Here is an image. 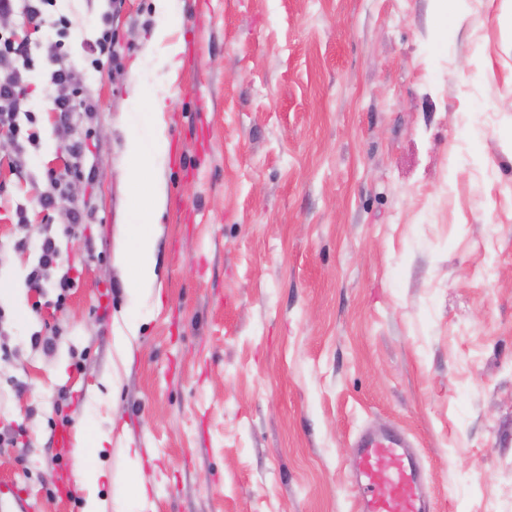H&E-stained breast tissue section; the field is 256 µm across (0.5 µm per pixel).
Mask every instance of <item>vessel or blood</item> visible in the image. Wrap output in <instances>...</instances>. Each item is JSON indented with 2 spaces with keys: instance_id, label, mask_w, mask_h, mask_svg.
Wrapping results in <instances>:
<instances>
[{
  "instance_id": "vessel-or-blood-1",
  "label": "vessel or blood",
  "mask_w": 512,
  "mask_h": 512,
  "mask_svg": "<svg viewBox=\"0 0 512 512\" xmlns=\"http://www.w3.org/2000/svg\"><path fill=\"white\" fill-rule=\"evenodd\" d=\"M354 448L358 512H429L421 466L405 436L367 429Z\"/></svg>"
}]
</instances>
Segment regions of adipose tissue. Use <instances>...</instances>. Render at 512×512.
Segmentation results:
<instances>
[{
    "label": "adipose tissue",
    "mask_w": 512,
    "mask_h": 512,
    "mask_svg": "<svg viewBox=\"0 0 512 512\" xmlns=\"http://www.w3.org/2000/svg\"><path fill=\"white\" fill-rule=\"evenodd\" d=\"M168 151V141L164 132H156L151 143L140 139L128 141L129 164L124 172L128 182L142 180L156 170L162 157ZM164 206V192L161 185H154L152 191L137 201L142 227L135 247L128 258L122 275L126 290L133 295L149 291L155 281V235L153 226Z\"/></svg>",
    "instance_id": "1"
}]
</instances>
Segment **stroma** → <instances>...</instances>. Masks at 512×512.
<instances>
[{
	"instance_id": "35a3bbf8",
	"label": "stroma",
	"mask_w": 512,
	"mask_h": 512,
	"mask_svg": "<svg viewBox=\"0 0 512 512\" xmlns=\"http://www.w3.org/2000/svg\"><path fill=\"white\" fill-rule=\"evenodd\" d=\"M460 9L172 0L174 64L153 0H56L68 61L106 16L115 57L86 79L71 204L89 219L58 236L37 290L36 245L67 208L36 196L70 140L43 50L26 170L0 150V431L26 429L0 447V485L32 512H82L84 488L52 483L85 462L126 512H357L353 443L377 427L408 436L432 512H512V0ZM156 96L166 199L137 298L121 270L152 180L121 171L127 138L155 132ZM65 273L78 286L59 308ZM60 424L109 440L81 459ZM128 448L147 500L129 493Z\"/></svg>"
}]
</instances>
